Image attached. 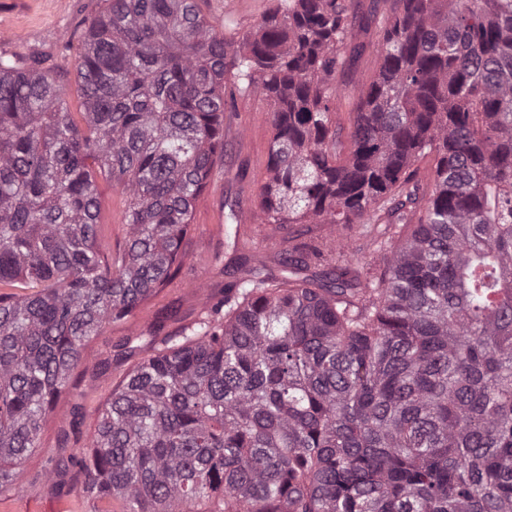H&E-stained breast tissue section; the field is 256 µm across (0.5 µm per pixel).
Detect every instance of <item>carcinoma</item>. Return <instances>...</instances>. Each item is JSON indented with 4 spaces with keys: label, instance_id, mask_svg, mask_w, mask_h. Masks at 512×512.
<instances>
[{
    "label": "carcinoma",
    "instance_id": "cac0c4a2",
    "mask_svg": "<svg viewBox=\"0 0 512 512\" xmlns=\"http://www.w3.org/2000/svg\"><path fill=\"white\" fill-rule=\"evenodd\" d=\"M274 0L239 46L197 0H109L82 111L0 55V493L86 343L164 288L224 155V79L271 107L266 224H383L243 260L100 410L87 490L122 512H512V0ZM378 23L348 144L337 78ZM124 195L105 252L99 179Z\"/></svg>",
    "mask_w": 512,
    "mask_h": 512
}]
</instances>
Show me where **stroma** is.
Listing matches in <instances>:
<instances>
[{
  "label": "stroma",
  "mask_w": 512,
  "mask_h": 512,
  "mask_svg": "<svg viewBox=\"0 0 512 512\" xmlns=\"http://www.w3.org/2000/svg\"><path fill=\"white\" fill-rule=\"evenodd\" d=\"M106 5L107 0H0V53L46 58L55 71L64 73L70 108L79 110L71 37ZM271 5L272 0H199L212 25L234 24L244 32L255 31ZM271 135L267 101L225 82L224 155L213 181L195 203L194 229L178 275L127 322L107 327L86 344L72 390L60 397L47 417L40 448L20 466L11 489L0 494V512H104L105 502L87 492L85 473L70 463L85 453L101 407L128 368L127 363L116 362L102 370L99 362L125 337L149 333L157 320H164V334L173 335L205 316L223 298L241 259L260 260L274 268L293 244H342L349 238V230L331 224L263 223L259 188L266 179ZM232 202L240 206L244 221L236 247L230 248L225 244L224 211ZM76 403L82 417L73 430L69 411Z\"/></svg>",
  "instance_id": "obj_1"
}]
</instances>
